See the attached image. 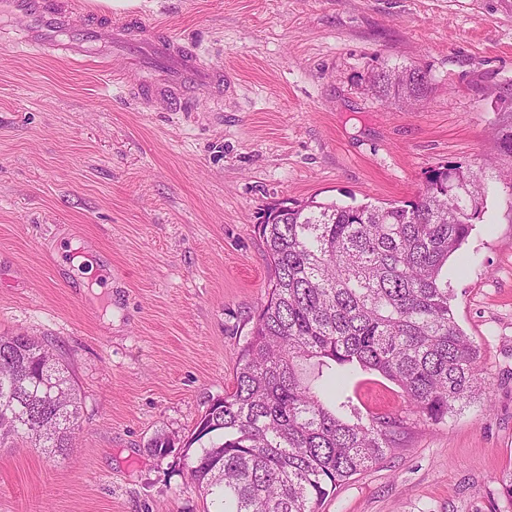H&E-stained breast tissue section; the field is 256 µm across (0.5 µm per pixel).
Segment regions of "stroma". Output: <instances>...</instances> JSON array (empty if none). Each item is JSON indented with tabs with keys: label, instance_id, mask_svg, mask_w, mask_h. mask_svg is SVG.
I'll use <instances>...</instances> for the list:
<instances>
[{
	"label": "stroma",
	"instance_id": "obj_1",
	"mask_svg": "<svg viewBox=\"0 0 512 512\" xmlns=\"http://www.w3.org/2000/svg\"><path fill=\"white\" fill-rule=\"evenodd\" d=\"M224 69L223 101L142 108L144 73L34 56L0 11V333L49 344L81 399L75 448L0 447V512H207L179 450L232 390L273 272L256 231L274 202L412 199L426 173L494 151L492 102L512 84V0H139ZM426 71L423 101H380V68ZM454 317L486 390L417 425L321 512H512V196L448 261ZM359 412L400 389L357 372Z\"/></svg>",
	"mask_w": 512,
	"mask_h": 512
}]
</instances>
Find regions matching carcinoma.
<instances>
[{
    "label": "carcinoma",
    "mask_w": 512,
    "mask_h": 512,
    "mask_svg": "<svg viewBox=\"0 0 512 512\" xmlns=\"http://www.w3.org/2000/svg\"><path fill=\"white\" fill-rule=\"evenodd\" d=\"M382 68L385 101H417L426 73ZM498 155L512 159V90L495 100ZM512 196V166L447 162L412 199L340 206L275 204L257 231L274 271L267 301L239 353L235 384L206 408L181 446L207 512H320L336 489L405 448L410 417L437 425L485 390L481 351L449 304L448 259L483 221L492 188ZM398 386L407 414L349 413L329 395L351 373ZM80 401L68 366L42 342L0 336V445L22 438L65 454Z\"/></svg>",
    "instance_id": "cac0c4a2"
}]
</instances>
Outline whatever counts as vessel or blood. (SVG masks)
Returning a JSON list of instances; mask_svg holds the SVG:
<instances>
[{
	"label": "vessel or blood",
	"instance_id": "b4317fda",
	"mask_svg": "<svg viewBox=\"0 0 512 512\" xmlns=\"http://www.w3.org/2000/svg\"><path fill=\"white\" fill-rule=\"evenodd\" d=\"M13 18L23 21V40L36 53L81 61L96 44L113 59L139 62L151 71L144 99L162 102L177 112L195 111L192 91L223 96L224 70L190 50L185 42L142 20L78 25L67 0H6Z\"/></svg>",
	"mask_w": 512,
	"mask_h": 512
}]
</instances>
